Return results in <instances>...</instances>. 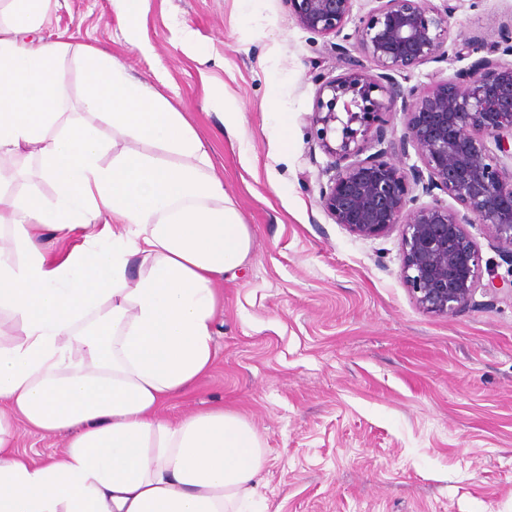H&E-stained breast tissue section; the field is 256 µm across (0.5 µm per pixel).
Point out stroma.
Segmentation results:
<instances>
[{
    "label": "stroma",
    "mask_w": 512,
    "mask_h": 512,
    "mask_svg": "<svg viewBox=\"0 0 512 512\" xmlns=\"http://www.w3.org/2000/svg\"><path fill=\"white\" fill-rule=\"evenodd\" d=\"M451 3L449 47L512 29V0ZM196 33L199 63L178 40ZM128 42L112 0H50L38 46L104 50L183 112L253 234L225 279L211 370L164 408L213 407L253 424L266 457L257 512H512V295L477 289L458 313L418 308L401 230L362 239L323 209L330 160L309 122L321 76L346 69L288 0H148ZM59 64L69 112L84 76ZM224 88L243 120L212 100ZM483 279L512 277L491 230L470 224Z\"/></svg>",
    "instance_id": "stroma-1"
}]
</instances>
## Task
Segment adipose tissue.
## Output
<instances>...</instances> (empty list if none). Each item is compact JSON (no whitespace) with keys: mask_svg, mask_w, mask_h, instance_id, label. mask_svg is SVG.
<instances>
[{"mask_svg":"<svg viewBox=\"0 0 512 512\" xmlns=\"http://www.w3.org/2000/svg\"><path fill=\"white\" fill-rule=\"evenodd\" d=\"M49 0H16L0 29V156L35 145L46 200L0 169V512H248L265 463L260 434L217 407L163 409L216 356L225 276L252 232L181 112L107 52L76 59L83 105L122 142L110 164L98 125L63 120L65 43L35 49ZM85 232L48 258L44 233ZM64 439L44 460L17 452L15 419Z\"/></svg>","mask_w":512,"mask_h":512,"instance_id":"ef3b65f1","label":"adipose tissue"}]
</instances>
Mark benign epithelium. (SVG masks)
<instances>
[{"mask_svg":"<svg viewBox=\"0 0 512 512\" xmlns=\"http://www.w3.org/2000/svg\"><path fill=\"white\" fill-rule=\"evenodd\" d=\"M298 24L338 55L355 41L376 72L356 60L348 71L319 81L310 121L331 159L320 202L336 223L364 238L402 227V277L416 305L452 316L482 286L480 256L466 224H483L512 257V32L487 47L466 40L456 54L470 65L427 89H405L395 75L448 57L449 5L428 0H375L377 6L345 32L353 0H288ZM405 116L401 148L413 147L423 167L386 160L385 115ZM421 188L432 197L416 205ZM443 193L462 206L455 211Z\"/></svg>","mask_w":512,"mask_h":512,"instance_id":"1","label":"benign epithelium"}]
</instances>
